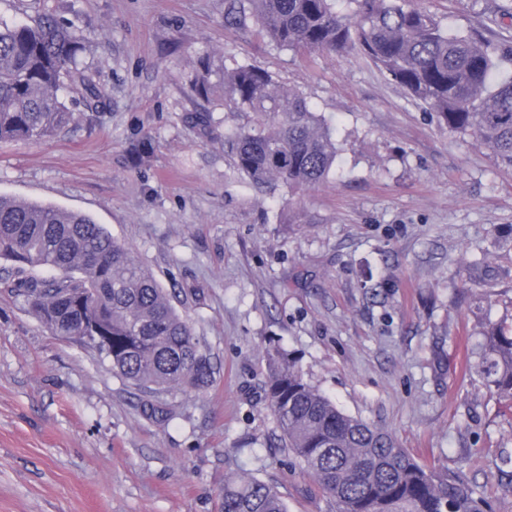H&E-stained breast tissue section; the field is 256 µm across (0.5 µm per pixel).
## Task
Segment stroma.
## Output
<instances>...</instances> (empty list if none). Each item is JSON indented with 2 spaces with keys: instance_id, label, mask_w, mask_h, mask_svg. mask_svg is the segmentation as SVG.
<instances>
[{
  "instance_id": "35a3bbf8",
  "label": "stroma",
  "mask_w": 512,
  "mask_h": 512,
  "mask_svg": "<svg viewBox=\"0 0 512 512\" xmlns=\"http://www.w3.org/2000/svg\"><path fill=\"white\" fill-rule=\"evenodd\" d=\"M446 28L512 46V0H411ZM225 0H0L87 38L97 113L0 141V195L91 216L141 261L216 367L158 394L162 422L95 350L52 335L0 269V512H221L224 480L273 484L288 512H328L279 446L266 394L279 350L347 414L512 512V417L477 371L484 327L512 319V169L448 130L354 53L281 49ZM269 72L336 127L321 184L255 192L224 130L247 116L196 95L202 53ZM211 110V109H210Z\"/></svg>"
}]
</instances>
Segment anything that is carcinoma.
I'll list each match as a JSON object with an SVG mask.
<instances>
[{
    "mask_svg": "<svg viewBox=\"0 0 512 512\" xmlns=\"http://www.w3.org/2000/svg\"><path fill=\"white\" fill-rule=\"evenodd\" d=\"M227 0V21L250 16L288 50H355L448 129L471 136L512 167V78L491 83L507 55L474 31L453 32L408 0ZM86 36L50 19L0 20V141L50 137L75 113L64 94L89 112L105 108V88L80 66ZM218 106L253 115L224 132L232 167L256 190L277 183L316 186L336 165V128L296 91L251 65L206 59L193 87ZM0 259L60 273L23 281V296L55 336H103L87 346L112 371L149 396L208 388L215 368L170 295L130 251L91 217L51 204L0 197ZM270 409L282 447L302 463L333 512H488L460 477L418 463L388 432L344 413L282 352L269 354ZM481 374L499 404L512 410V323L486 326ZM222 512H288L271 485L240 475L224 480Z\"/></svg>",
    "mask_w": 512,
    "mask_h": 512,
    "instance_id": "obj_1",
    "label": "carcinoma"
}]
</instances>
